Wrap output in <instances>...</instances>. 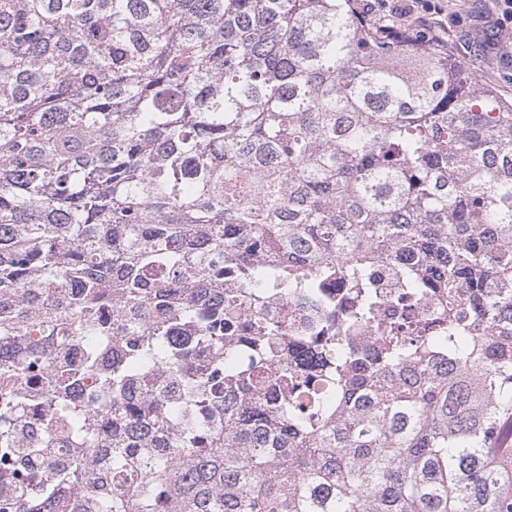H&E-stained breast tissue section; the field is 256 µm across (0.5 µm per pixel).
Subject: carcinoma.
<instances>
[{"label": "carcinoma", "mask_w": 512, "mask_h": 512, "mask_svg": "<svg viewBox=\"0 0 512 512\" xmlns=\"http://www.w3.org/2000/svg\"><path fill=\"white\" fill-rule=\"evenodd\" d=\"M381 26L0 0L3 508L512 512V101ZM25 421L24 435L28 440L38 438L47 426V417L43 405L29 406L25 413Z\"/></svg>", "instance_id": "obj_1"}]
</instances>
